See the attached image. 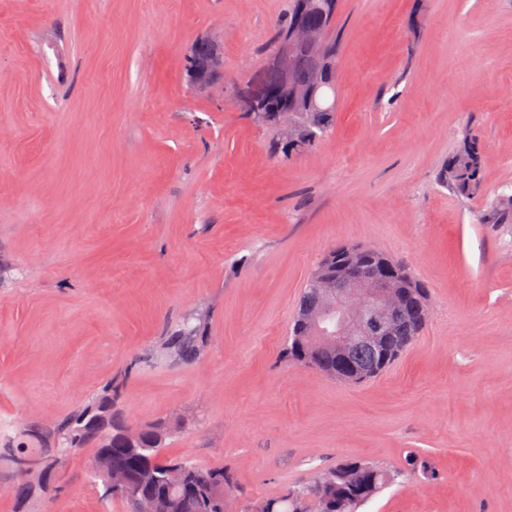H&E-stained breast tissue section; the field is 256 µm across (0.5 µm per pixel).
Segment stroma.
<instances>
[{
  "instance_id": "obj_1",
  "label": "stroma",
  "mask_w": 512,
  "mask_h": 512,
  "mask_svg": "<svg viewBox=\"0 0 512 512\" xmlns=\"http://www.w3.org/2000/svg\"><path fill=\"white\" fill-rule=\"evenodd\" d=\"M286 0H0V448L105 384L164 452L252 498L337 461L427 473L361 512H512V0H338L334 127L272 153L228 99ZM207 39L224 76L193 86ZM481 185L436 180L465 134ZM372 246L429 290L424 331L359 384L280 358L308 277ZM206 308L207 352L135 366ZM72 454L31 512H124Z\"/></svg>"
}]
</instances>
